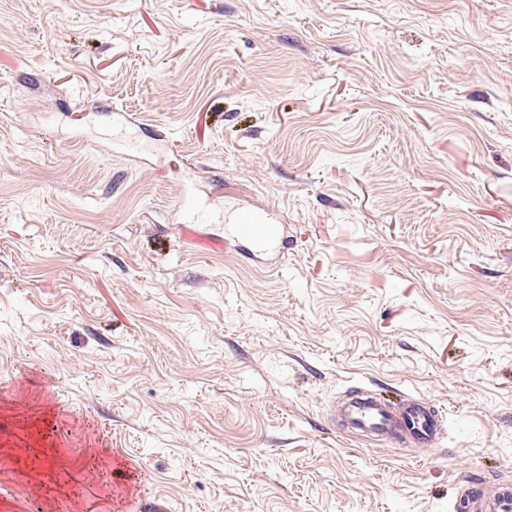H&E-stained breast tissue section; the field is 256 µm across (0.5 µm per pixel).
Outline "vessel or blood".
<instances>
[{
  "label": "vessel or blood",
  "instance_id": "vessel-or-blood-1",
  "mask_svg": "<svg viewBox=\"0 0 512 512\" xmlns=\"http://www.w3.org/2000/svg\"><path fill=\"white\" fill-rule=\"evenodd\" d=\"M229 241L250 248L276 249L283 237L280 224L263 210L234 209L226 227ZM342 421L349 431L378 442L403 443L408 447L436 446L443 431V414L431 400L413 395H399L388 402L370 390L351 394L342 408ZM461 512H512V486L471 480L459 488Z\"/></svg>",
  "mask_w": 512,
  "mask_h": 512
}]
</instances>
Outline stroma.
Returning a JSON list of instances; mask_svg holds the SVG:
<instances>
[{
	"label": "stroma",
	"instance_id": "obj_1",
	"mask_svg": "<svg viewBox=\"0 0 512 512\" xmlns=\"http://www.w3.org/2000/svg\"><path fill=\"white\" fill-rule=\"evenodd\" d=\"M286 228L224 239L233 208ZM444 414L394 450L350 389ZM512 483V0H0V512H454Z\"/></svg>",
	"mask_w": 512,
	"mask_h": 512
}]
</instances>
